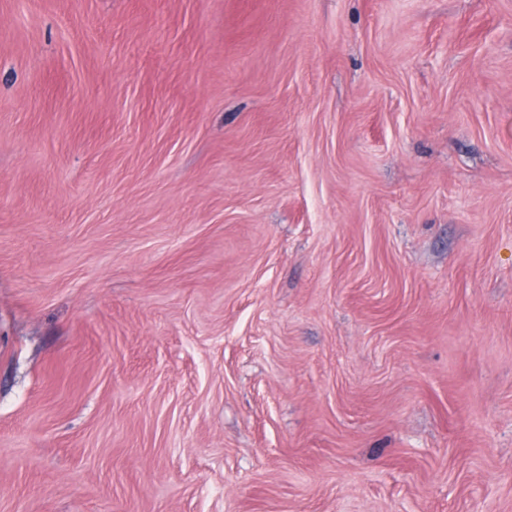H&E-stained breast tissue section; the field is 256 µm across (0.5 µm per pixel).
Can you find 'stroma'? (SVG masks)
Segmentation results:
<instances>
[{"label": "stroma", "mask_w": 512, "mask_h": 512, "mask_svg": "<svg viewBox=\"0 0 512 512\" xmlns=\"http://www.w3.org/2000/svg\"><path fill=\"white\" fill-rule=\"evenodd\" d=\"M0 512H512V0H0Z\"/></svg>", "instance_id": "obj_1"}]
</instances>
